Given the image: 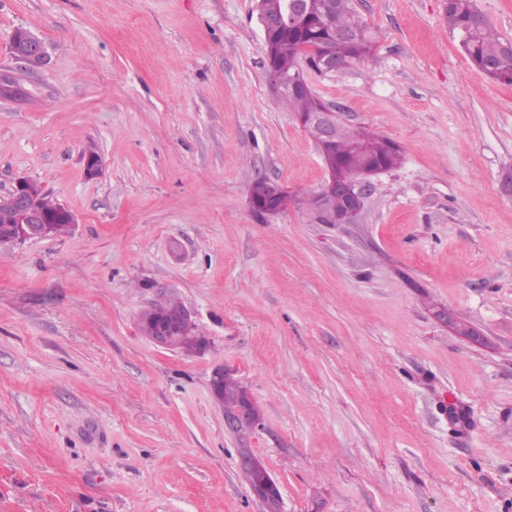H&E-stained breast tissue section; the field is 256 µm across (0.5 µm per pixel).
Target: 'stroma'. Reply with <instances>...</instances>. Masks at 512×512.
<instances>
[{
  "mask_svg": "<svg viewBox=\"0 0 512 512\" xmlns=\"http://www.w3.org/2000/svg\"><path fill=\"white\" fill-rule=\"evenodd\" d=\"M380 38L315 95L394 141L353 224L267 67L257 0H0V194L77 223L0 248V512H512V86L443 0H355ZM46 62L9 53L15 29ZM95 145L103 173L85 175ZM268 178L298 199L249 204ZM174 296L204 350L155 344ZM230 369L258 406L224 428ZM243 469L256 473L257 479L255 480V487L257 493L263 498L279 496V490L276 483L270 478L269 474L261 469V467L251 459L245 458L243 460Z\"/></svg>",
  "mask_w": 512,
  "mask_h": 512,
  "instance_id": "1",
  "label": "stroma"
}]
</instances>
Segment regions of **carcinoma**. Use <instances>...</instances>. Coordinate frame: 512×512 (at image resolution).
<instances>
[{
    "label": "carcinoma",
    "mask_w": 512,
    "mask_h": 512,
    "mask_svg": "<svg viewBox=\"0 0 512 512\" xmlns=\"http://www.w3.org/2000/svg\"><path fill=\"white\" fill-rule=\"evenodd\" d=\"M300 22L273 32L265 53L282 99L298 116L323 106L313 92L293 93L288 78L304 77V69L322 71L323 61L338 63L364 60L373 50L377 32L360 16L355 0H303ZM448 27L460 38L468 59L491 80L512 85V41L497 34L480 14L475 0H444ZM329 160L341 162L353 175L376 164L386 171L400 161L398 147L388 138L355 128L336 132Z\"/></svg>",
    "instance_id": "cac0c4a2"
}]
</instances>
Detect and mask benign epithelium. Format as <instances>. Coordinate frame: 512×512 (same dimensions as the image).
I'll return each instance as SVG.
<instances>
[{
    "mask_svg": "<svg viewBox=\"0 0 512 512\" xmlns=\"http://www.w3.org/2000/svg\"><path fill=\"white\" fill-rule=\"evenodd\" d=\"M294 21V15L284 14L269 18L261 17L263 31L278 29L290 26ZM10 53L13 58L26 67L40 65L45 57L43 43L32 36L25 29H17L13 32L10 41ZM22 97V89L14 84L10 77L0 74V100H16ZM327 121L322 125L321 140L331 141L336 133V124L341 122L338 112L329 107L324 113ZM84 170L88 178L97 179L102 175L103 164L100 155L84 154ZM29 180L20 177L16 179L11 190L4 196L0 195V204L5 202L15 212L18 224L17 234L10 241L13 246L23 244L27 241L43 239L47 237V225L58 223L69 228L76 223L74 215L65 207H60L58 220H53L38 204L37 199L28 189ZM265 200L257 202L250 200L252 207L259 213L267 216H275L287 209L288 196L286 190L275 182L268 181ZM370 192L369 175L352 177L345 171L337 169L328 171V177L320 189L314 195L315 199V220L327 224H354L361 215L365 200ZM334 196L340 199L342 208L333 214L326 212L323 201L326 197ZM177 339L172 328L161 321L157 326L155 343L170 348ZM224 426L227 431L235 433L239 430L251 427L258 419L257 407L250 398L240 400L235 405H225ZM243 469L257 475L255 487L257 493L264 498L278 497L279 490L276 483L269 474L251 459L243 460Z\"/></svg>",
    "mask_w": 512,
    "mask_h": 512,
    "instance_id": "benign-epithelium-1",
    "label": "benign epithelium"
}]
</instances>
